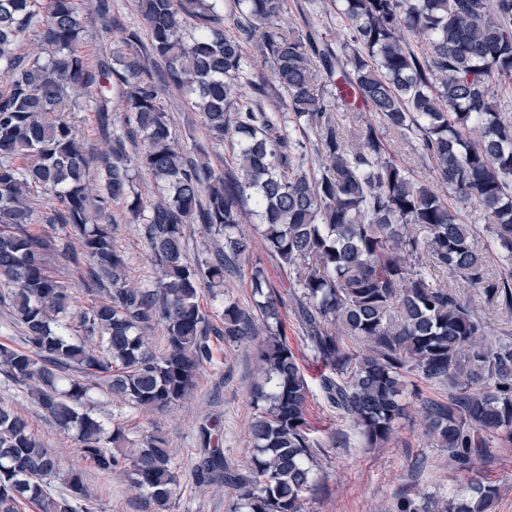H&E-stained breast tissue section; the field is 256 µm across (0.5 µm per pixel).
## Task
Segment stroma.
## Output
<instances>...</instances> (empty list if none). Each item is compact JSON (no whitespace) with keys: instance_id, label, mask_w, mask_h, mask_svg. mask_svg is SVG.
<instances>
[{"instance_id":"obj_1","label":"stroma","mask_w":512,"mask_h":512,"mask_svg":"<svg viewBox=\"0 0 512 512\" xmlns=\"http://www.w3.org/2000/svg\"><path fill=\"white\" fill-rule=\"evenodd\" d=\"M305 0H284L282 25L306 32L315 26L326 38L336 36V13L331 0H317L315 12H300ZM162 99L178 134L189 135L191 143L205 149L210 166L217 171L232 167L230 144L211 142L202 119L188 96L166 89ZM112 215L117 227L115 247L123 254L131 282L153 287L155 274L149 249L139 224L130 222L121 202H113ZM263 267L268 283L284 292L282 319L291 347L298 353L302 370L314 392L307 415L319 443L316 452L319 481L309 503V512H380L383 506L399 498L430 497L446 500L454 496L471 474H478L498 487L490 512H512V443H494L474 471H466L449 460L444 448L431 447L415 417L402 420L396 437L381 448H367L358 430L328 403L318 390L323 371L320 360L310 349L297 317L295 301L288 294V272L270 257L262 242H255L248 262L227 279L223 290L203 287L198 300L212 322H219L225 298H232L245 309H253L255 296L250 280L252 264ZM214 359L198 377L191 397L173 411L148 414L132 405L95 392V411L105 421L122 424L129 442H139L146 434L165 437L174 454L181 485L173 497L170 512H230L234 500L232 487L201 485L193 477V468L201 456L199 427L206 422L221 427V449L227 471L240 472L249 464L254 449L249 425L255 409L250 395L258 381L259 352L247 342L216 340ZM0 402L25 415L46 448L62 456L64 464L74 463L73 444L42 410L8 382L0 372ZM85 483L96 499L98 512H143L136 507V493L124 478L105 479L92 467H84Z\"/></svg>"}]
</instances>
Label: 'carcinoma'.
<instances>
[{"label":"carcinoma","mask_w":512,"mask_h":512,"mask_svg":"<svg viewBox=\"0 0 512 512\" xmlns=\"http://www.w3.org/2000/svg\"><path fill=\"white\" fill-rule=\"evenodd\" d=\"M219 2L138 0L149 44L126 28L110 60L92 64L82 14L106 22L110 0H0V304L24 332L22 347L0 343V366L72 435L81 459L124 476L146 512H167L177 487L167 441L150 435L123 451L125 428L87 409L88 381L164 413L212 362L210 335L242 342L263 332L249 430L256 455L246 472L225 474L219 429L203 424L210 452L194 476L231 482L232 512H307L316 483L310 387L286 341L281 293L251 269L260 328L226 299L217 329L198 303L202 281L223 287L250 256L243 225L256 224L267 253L288 267L306 339L328 368L320 388L364 443L394 438L413 373L454 389L446 403L419 399L417 413L433 444L473 469L492 439L512 442V337H493L473 310L481 299L512 315V115L490 84L512 81V0H336L343 30L334 40L312 27L271 29L283 0H230L238 30L228 33ZM250 45L271 77L250 78ZM147 55L163 63L162 82L147 73ZM112 78L123 109L116 137ZM161 85L193 97L212 142L231 143L236 168L217 172L189 156ZM75 94L95 104L106 139L97 156L78 146ZM340 107L356 113L349 131L330 115ZM304 126L321 132L316 170H305L306 146L294 136ZM389 128L413 143L435 184L388 154ZM139 171L165 193L150 202L129 195ZM39 189L59 205L36 211ZM116 200L144 225L155 289L127 279L106 228ZM469 208L484 223H463ZM196 220L224 238L213 261L187 253L185 228ZM54 253L88 284L87 305L75 306ZM159 326L157 351L149 333ZM60 473L61 458L28 419L0 404V512L25 502L37 512H96L78 469L64 492H51ZM496 494L494 482L472 477L441 512H489Z\"/></svg>","instance_id":"cac0c4a2"}]
</instances>
